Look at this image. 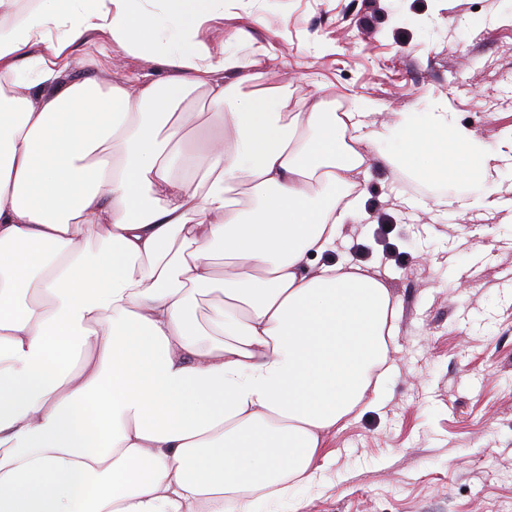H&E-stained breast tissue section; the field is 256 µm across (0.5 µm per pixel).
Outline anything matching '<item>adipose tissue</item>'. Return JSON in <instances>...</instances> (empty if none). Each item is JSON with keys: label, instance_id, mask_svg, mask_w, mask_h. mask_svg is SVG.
<instances>
[{"label": "adipose tissue", "instance_id": "adipose-tissue-1", "mask_svg": "<svg viewBox=\"0 0 512 512\" xmlns=\"http://www.w3.org/2000/svg\"><path fill=\"white\" fill-rule=\"evenodd\" d=\"M170 2L157 25L138 0H37L21 18L0 0V512H303L298 487L380 401L396 347L389 288L323 261L366 217L361 145L443 192L494 189L471 129L403 112L374 140L367 103L301 111L273 42L243 62L198 38L215 0ZM160 28L164 78H111L108 53L77 75L87 33L147 56ZM199 91L214 134L178 176L169 120Z\"/></svg>", "mask_w": 512, "mask_h": 512}]
</instances>
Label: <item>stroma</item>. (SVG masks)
<instances>
[{
	"mask_svg": "<svg viewBox=\"0 0 512 512\" xmlns=\"http://www.w3.org/2000/svg\"><path fill=\"white\" fill-rule=\"evenodd\" d=\"M246 25L302 105L367 101L386 136L443 106L496 157L489 206L477 181L438 206L428 182L363 165L368 218L338 251L397 303L394 369L382 405L331 435L304 512H512V0H230L200 37L247 60Z\"/></svg>",
	"mask_w": 512,
	"mask_h": 512,
	"instance_id": "stroma-1",
	"label": "stroma"
}]
</instances>
